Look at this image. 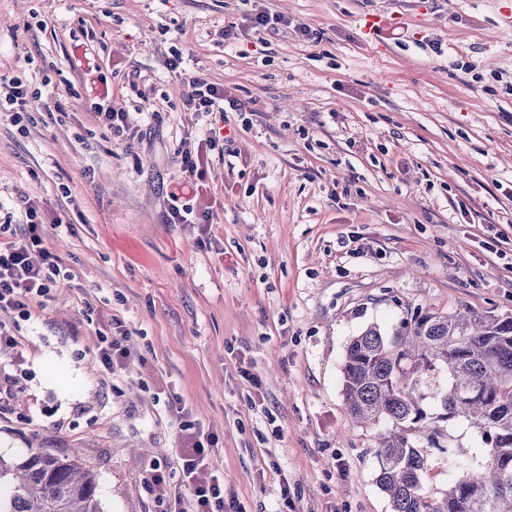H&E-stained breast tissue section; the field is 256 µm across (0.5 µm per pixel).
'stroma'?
Instances as JSON below:
<instances>
[{
    "label": "stroma",
    "instance_id": "stroma-1",
    "mask_svg": "<svg viewBox=\"0 0 512 512\" xmlns=\"http://www.w3.org/2000/svg\"><path fill=\"white\" fill-rule=\"evenodd\" d=\"M251 8L309 35L225 40ZM1 74L41 99L28 133L0 115V240L35 202L69 277L0 310V457L76 449L101 512H169L170 389L240 512H391L341 363L410 309L512 316V0H0ZM193 76L241 106L214 151ZM176 187L212 223H169ZM121 329L147 362L108 376ZM97 101L91 102V107L95 110V114L99 118L100 125L106 129L112 136L113 140L119 142H127L133 137L131 128L127 122L125 112H119L113 109L105 98L95 97Z\"/></svg>",
    "mask_w": 512,
    "mask_h": 512
}]
</instances>
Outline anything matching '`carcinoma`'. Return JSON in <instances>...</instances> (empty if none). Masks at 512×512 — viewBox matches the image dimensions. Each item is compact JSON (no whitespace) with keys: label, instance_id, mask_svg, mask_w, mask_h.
<instances>
[{"label":"carcinoma","instance_id":"obj_1","mask_svg":"<svg viewBox=\"0 0 512 512\" xmlns=\"http://www.w3.org/2000/svg\"><path fill=\"white\" fill-rule=\"evenodd\" d=\"M344 409L378 434L379 488L391 512H512V316L417 309L392 332L369 325L352 337L342 362ZM465 419L490 445L477 468L440 424ZM425 434L454 480L439 499L423 491ZM9 497L0 512H100L93 471L68 454L33 448L14 465L0 457Z\"/></svg>","mask_w":512,"mask_h":512}]
</instances>
